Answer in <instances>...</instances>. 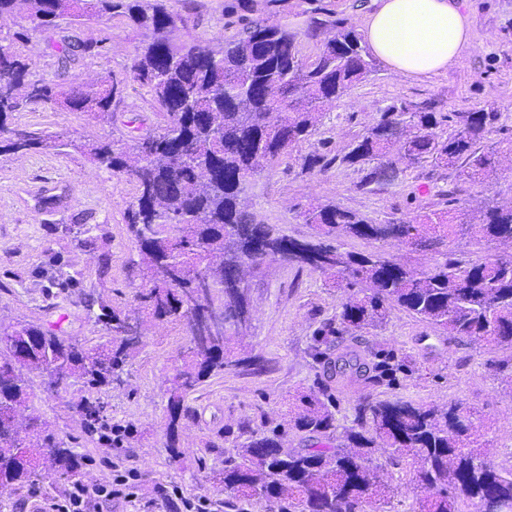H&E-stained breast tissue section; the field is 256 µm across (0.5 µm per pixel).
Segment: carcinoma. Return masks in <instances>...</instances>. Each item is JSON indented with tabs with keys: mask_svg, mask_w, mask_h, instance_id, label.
<instances>
[{
	"mask_svg": "<svg viewBox=\"0 0 512 512\" xmlns=\"http://www.w3.org/2000/svg\"><path fill=\"white\" fill-rule=\"evenodd\" d=\"M242 12L238 28L220 46L173 43L171 35L188 18L168 10L165 0H0V18L23 14L32 29L61 19L87 23L109 15L149 33L130 70L152 92L166 126L140 135L131 152L110 141L71 140L67 146L99 167L124 175L137 188L129 224L148 285L141 295L155 320H182L183 296L211 279L217 292L206 304L224 310L226 332L208 347L186 345L166 380L171 459L183 455L177 428L190 412L186 398L208 378L240 364L230 348L246 328L232 321L238 304L230 289L236 268L277 261L288 264L296 239L261 224L246 209L250 181L275 166L301 162L304 170L333 164L362 173L356 189L375 193L398 177L396 162L421 161L457 167L463 182L490 185L498 159L481 149L500 118L495 106L444 114L438 102H400L353 142L331 154L328 141L303 155L323 113L378 72L365 37L347 25L332 0H233ZM300 17L303 24L288 21ZM323 36L317 51L303 53L302 39ZM114 81L63 88L33 80L26 61L10 51L0 55V151L49 150L52 139L18 131L8 123L27 106L61 102L100 123L115 121ZM431 206L410 220L377 223L334 202L310 203L301 212L314 234L304 241L306 256L294 263L340 278L351 291L336 320L316 331L314 356L332 337L381 325L399 310L440 334L489 348L512 350V251L472 258L448 250L451 239L473 235L512 247V201L489 202L478 210ZM358 237L400 242L414 252L434 254L426 268L395 260L383 251L354 253L333 244ZM124 315L100 302L96 322L106 339L88 345L41 325L19 323L0 346V490L18 491L37 483L43 464L58 478L77 480L84 458L64 439L31 417L19 429L15 414L31 395L30 375L50 389L80 387L72 409L84 433L111 448H123L138 433L132 424L114 423L91 413L97 395L121 385L134 345L118 334ZM390 358L369 362L352 348L331 365L340 385L362 381L370 388L393 375ZM284 423L250 440L224 458L213 478L217 489L247 504L284 503L293 512H381L393 495L386 466L409 467L420 493L413 512H512V465L496 463L481 430L483 420L461 402L415 404L380 400L367 391L356 400L354 425L332 447L337 430L332 391L303 392ZM290 433L311 441L308 448H285ZM387 453L385 462L375 457Z\"/></svg>",
	"mask_w": 512,
	"mask_h": 512,
	"instance_id": "cac0c4a2",
	"label": "carcinoma"
}]
</instances>
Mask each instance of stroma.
I'll return each instance as SVG.
<instances>
[{
  "label": "stroma",
  "instance_id": "stroma-1",
  "mask_svg": "<svg viewBox=\"0 0 512 512\" xmlns=\"http://www.w3.org/2000/svg\"><path fill=\"white\" fill-rule=\"evenodd\" d=\"M170 10L187 14V27L175 43L215 45L225 33L224 0H168ZM474 46L444 75L412 83L380 65L378 72L326 111L319 138L332 151L349 143L379 118L387 105L434 99L442 112H464L494 105L501 117L486 147L499 151L500 170L492 185L461 183L459 172L423 162L400 173L384 190L365 194L355 188L358 174L349 167L325 172L302 171L300 164L280 165L253 180L247 191L251 213L264 224L297 239L313 230L300 213L314 201H333L377 222L411 218L417 204L412 193L437 201L439 190L462 184L459 206L469 209L489 199H512V0H465ZM146 35L120 17L82 25L30 31L22 15L0 18V45L26 59L33 78L49 83L102 82L113 79L120 103L114 123L98 125L79 112L49 102L14 113L13 127L57 137L60 148L47 152L0 154V329L20 322L50 326L62 335L94 344L104 334L87 305L103 299L112 307L142 318V336L123 385L102 394L112 420L133 423L138 434L124 448L91 442L71 402L77 391H47L32 379L28 406L18 416H37L85 458L83 479L99 483L109 477L107 460L138 469L143 482L139 501L114 512H143L144 502L159 498V488L177 484L185 496L216 497L211 478L224 467V456L252 433L275 427L287 413L292 395L321 386L324 365L312 356L314 334L334 319L349 292L335 277L277 263L248 272L252 321L235 353L241 365L207 379L188 398L192 412L181 421V462L167 449L165 379L186 343L179 322L149 318L141 303L145 288L139 251L128 227V210L137 191L120 174L102 169L67 148L72 139L117 141L130 146L142 128H159L147 87L134 81L130 66ZM103 41L100 53L68 56L59 42ZM72 276L69 287L56 284ZM340 343L393 353L403 368L388 384L376 387L383 399L415 403L460 401L488 424V438L498 462L512 463V389L495 368L504 359L477 342L438 338L436 331L406 313L395 311L377 329L340 336Z\"/></svg>",
  "mask_w": 512,
  "mask_h": 512
}]
</instances>
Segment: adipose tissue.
Returning a JSON list of instances; mask_svg holds the SVG:
<instances>
[{"mask_svg":"<svg viewBox=\"0 0 512 512\" xmlns=\"http://www.w3.org/2000/svg\"><path fill=\"white\" fill-rule=\"evenodd\" d=\"M363 18L373 54L412 81L447 71L471 48L464 0H372Z\"/></svg>","mask_w":512,"mask_h":512,"instance_id":"obj_1","label":"adipose tissue"}]
</instances>
